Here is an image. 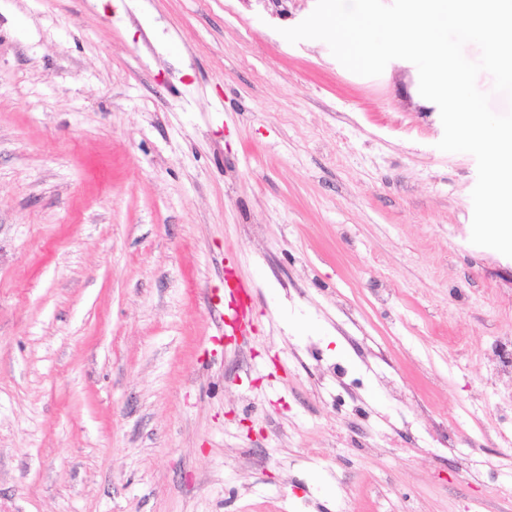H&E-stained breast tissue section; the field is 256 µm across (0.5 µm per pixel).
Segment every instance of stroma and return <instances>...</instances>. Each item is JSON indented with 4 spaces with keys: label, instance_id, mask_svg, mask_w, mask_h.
Listing matches in <instances>:
<instances>
[{
    "label": "stroma",
    "instance_id": "1",
    "mask_svg": "<svg viewBox=\"0 0 512 512\" xmlns=\"http://www.w3.org/2000/svg\"><path fill=\"white\" fill-rule=\"evenodd\" d=\"M315 5L0 0V512H512L476 160Z\"/></svg>",
    "mask_w": 512,
    "mask_h": 512
}]
</instances>
